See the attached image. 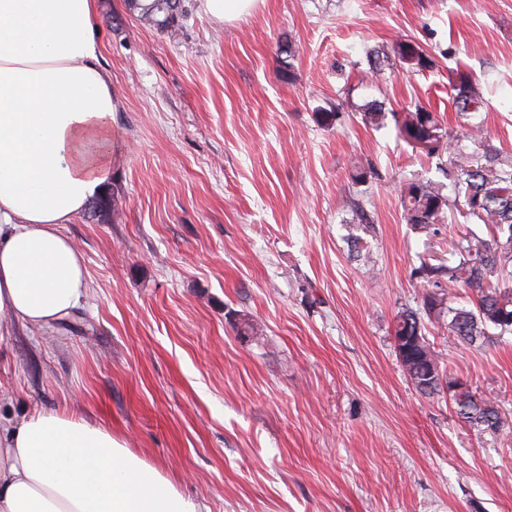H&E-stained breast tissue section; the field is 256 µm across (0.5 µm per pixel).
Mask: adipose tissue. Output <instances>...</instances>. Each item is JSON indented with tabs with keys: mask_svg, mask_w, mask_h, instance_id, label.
<instances>
[{
	"mask_svg": "<svg viewBox=\"0 0 512 512\" xmlns=\"http://www.w3.org/2000/svg\"><path fill=\"white\" fill-rule=\"evenodd\" d=\"M98 0H0V314L44 329L87 292L61 234L112 173L117 102ZM0 512H201L111 430L68 411L0 421Z\"/></svg>",
	"mask_w": 512,
	"mask_h": 512,
	"instance_id": "1",
	"label": "adipose tissue"
}]
</instances>
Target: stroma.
Returning a JSON list of instances; mask_svg holds the SVG:
<instances>
[{"label":"stroma","instance_id":"1","mask_svg":"<svg viewBox=\"0 0 512 512\" xmlns=\"http://www.w3.org/2000/svg\"><path fill=\"white\" fill-rule=\"evenodd\" d=\"M187 5L167 33L100 0L115 203L60 227L87 270L79 306L44 330L0 321V416L70 409L204 512H512V334L462 346L424 322L447 374L498 404L494 434L418 393L394 345L425 293L415 268L447 259L462 221L415 232L400 188L451 184L448 158L362 121L419 105L462 155L512 158V0H258L224 24ZM402 41L430 67L401 63ZM460 71L485 100L479 141L451 104ZM355 202L366 262L345 241Z\"/></svg>","mask_w":512,"mask_h":512}]
</instances>
